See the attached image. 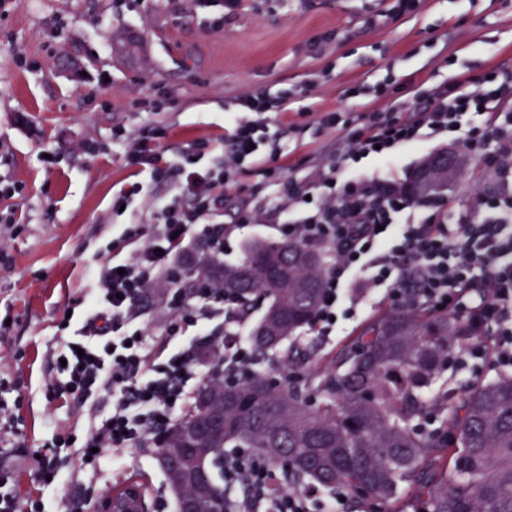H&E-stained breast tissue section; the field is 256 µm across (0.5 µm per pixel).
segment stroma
Here are the masks:
<instances>
[{
    "label": "stroma",
    "mask_w": 512,
    "mask_h": 512,
    "mask_svg": "<svg viewBox=\"0 0 512 512\" xmlns=\"http://www.w3.org/2000/svg\"><path fill=\"white\" fill-rule=\"evenodd\" d=\"M387 0H240L220 30L202 0H6L0 8V210L17 224L0 242V472L20 512H63L68 500L92 512L96 498L133 478L149 489L153 512H174L155 459L131 450L119 465L83 466L95 415L62 393L57 358L71 339L66 315H80L86 268L108 259L123 218L112 198L142 184L156 197L149 166L128 167L115 134L167 127L164 158L197 140L220 161L231 97L250 87L293 91L286 112L268 115L292 165L330 141L315 113L360 112L344 97L386 75L403 81L466 80L490 66L512 69V0H420L403 17ZM81 63L74 76L62 59ZM93 152L80 150L82 142ZM499 368L449 363L448 400ZM74 447H65V440ZM57 467L37 477L38 461Z\"/></svg>",
    "instance_id": "stroma-1"
}]
</instances>
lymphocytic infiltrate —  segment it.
<instances>
[{"label": "lymphocytic infiltrate", "mask_w": 512, "mask_h": 512, "mask_svg": "<svg viewBox=\"0 0 512 512\" xmlns=\"http://www.w3.org/2000/svg\"><path fill=\"white\" fill-rule=\"evenodd\" d=\"M346 94L368 99L369 109L318 113L320 130L334 139L308 157L300 179H284L286 154L266 132L267 114L287 111L288 98L258 88L234 96L253 118L229 115L232 131L217 165L201 163L211 147L206 140L194 142L178 162L164 161L153 146L168 135L161 127L122 138L128 166L152 159L150 177L168 192L161 199L143 196L136 204L140 219L110 246L112 259L91 265L80 299L82 322L61 354L71 396L111 406L80 447L91 466L147 447L155 431L178 420L192 399V381L209 373L198 363L202 348L216 349L224 364L238 369L251 363L245 317L222 290L172 289V319L160 336L142 329L141 301L161 279L177 281L176 262L194 237L225 249L246 225L264 223L271 209L280 215L282 239L330 253L320 338L335 335L337 315L369 314L365 299L375 291L394 307L423 302L463 318L471 336L454 360L512 367V70L489 67L465 86L451 79L428 87L389 81L357 84ZM475 113L479 121L468 123ZM426 137L461 145L491 175L492 191L465 186L467 203L452 215L447 199H414L378 176V169L396 164L401 148ZM246 170L257 178L252 193L238 196L231 220L209 231L224 214L225 190ZM224 483L248 489L230 499V512H308V494L287 492L282 471L247 454L225 457Z\"/></svg>", "instance_id": "f902f5d3"}]
</instances>
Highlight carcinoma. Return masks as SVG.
<instances>
[{
    "mask_svg": "<svg viewBox=\"0 0 512 512\" xmlns=\"http://www.w3.org/2000/svg\"><path fill=\"white\" fill-rule=\"evenodd\" d=\"M326 253L301 241L256 239L227 264L212 248L185 260L180 287L204 281L240 305L282 311L286 336H252L259 359L275 352L285 369L312 358L302 334L315 330ZM468 331L462 318L426 307L374 316L357 342L330 365L274 384L253 369L234 381L224 407V441L207 458L224 463L242 448L299 484L349 492L357 512L415 493V512H512V374L480 382L441 408L422 432L424 406L443 395L441 371ZM205 416L199 399L156 441V457L184 447V433Z\"/></svg>",
    "mask_w": 512,
    "mask_h": 512,
    "instance_id": "1",
    "label": "carcinoma"
}]
</instances>
